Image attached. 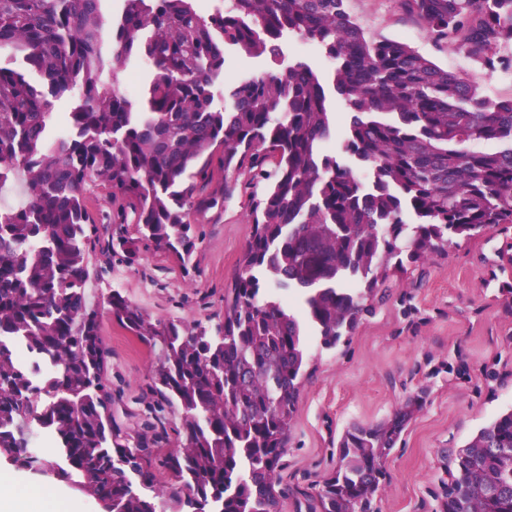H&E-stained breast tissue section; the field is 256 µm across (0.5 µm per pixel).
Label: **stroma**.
<instances>
[{"label": "stroma", "instance_id": "35a3bbf8", "mask_svg": "<svg viewBox=\"0 0 512 512\" xmlns=\"http://www.w3.org/2000/svg\"><path fill=\"white\" fill-rule=\"evenodd\" d=\"M346 8L368 36L405 40L439 66L478 82L488 96L512 95V74L487 70L453 48L436 47L395 0H346ZM211 189L218 203L191 216L197 248L184 269L144 238L134 263L102 255L108 241L135 236L136 228L113 223L102 183L89 187L97 233L87 291L109 350L114 411L132 429L151 425L166 448L176 443L182 413L168 406L148 407L159 350L113 320L107 297L117 286L153 318L199 320L211 330L223 322L224 294L252 225L247 197L225 198L223 174H216ZM510 284L512 224H504L472 239H455L447 253L408 266L404 275L388 282V297L374 315L336 349L308 341L309 374L275 482L283 512H311L336 467V446L348 429L382 424L417 397L423 406L386 460V483L375 503L378 512H440L453 453L512 409V299L503 293ZM458 363L466 365V374L452 372ZM0 470L24 485L60 492L68 512H99L92 499L56 477L1 461Z\"/></svg>", "mask_w": 512, "mask_h": 512}]
</instances>
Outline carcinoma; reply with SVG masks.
<instances>
[{
    "mask_svg": "<svg viewBox=\"0 0 512 512\" xmlns=\"http://www.w3.org/2000/svg\"><path fill=\"white\" fill-rule=\"evenodd\" d=\"M102 2L0 0V185L27 177L26 203L0 209V460L68 481L101 512H159L162 502L170 512H282L273 477L306 329L336 348L406 265L512 224V96L488 98L405 41L368 38L346 0H230L209 14L195 0H116L110 20ZM397 4L435 43L512 70L500 55L512 45V0ZM286 37L333 62L341 136L316 70L283 65ZM226 46L276 68L241 78L217 108ZM129 68L151 76L146 90H126ZM62 100L70 134L59 139ZM475 141L501 147L477 151ZM217 169L224 198L248 193L253 228L224 322L212 333L153 319L118 289L107 297L112 319L161 349L150 390L183 413L165 451L114 415L108 349L85 294L88 186H107L112 220L185 268L196 249L188 218L217 204L204 194ZM134 244L121 236L106 254L132 263ZM262 276L299 289L302 312L267 296ZM421 406L344 434L321 512H370L385 460ZM36 430L57 456L32 452ZM442 512H512V411L457 452Z\"/></svg>",
    "mask_w": 512,
    "mask_h": 512,
    "instance_id": "obj_1",
    "label": "carcinoma"
}]
</instances>
